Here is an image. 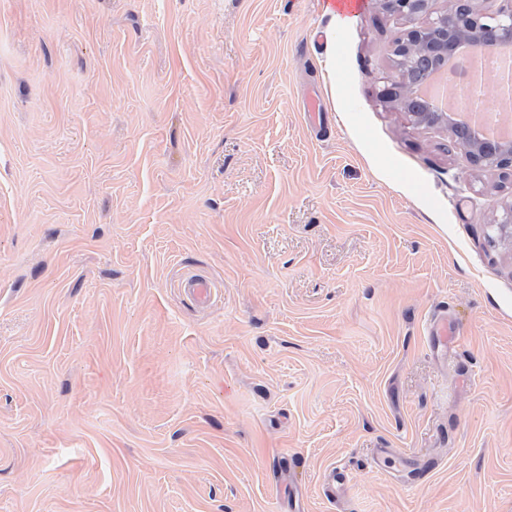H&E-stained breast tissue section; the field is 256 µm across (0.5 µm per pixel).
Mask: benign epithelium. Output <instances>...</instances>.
I'll return each mask as SVG.
<instances>
[{"label": "benign epithelium", "instance_id": "7a95c632", "mask_svg": "<svg viewBox=\"0 0 512 512\" xmlns=\"http://www.w3.org/2000/svg\"><path fill=\"white\" fill-rule=\"evenodd\" d=\"M389 14L408 20L430 14L431 0H375ZM448 11L439 13L423 24L412 26L392 44L397 75L382 90V97L411 114L418 126L444 127L452 140L464 152L469 164L487 170L512 168V139L499 141L470 129L478 125L477 117L484 112L486 99L504 101L512 98V64L497 71L490 82L482 74L488 62L486 51L497 43L512 44V0L488 13L480 0H448ZM470 50L465 58L471 82L477 90L476 103L464 105L461 111L471 113L463 122L433 100H424L412 108L419 82L414 67L426 64L437 71L448 66V60L458 56L462 48Z\"/></svg>", "mask_w": 512, "mask_h": 512}]
</instances>
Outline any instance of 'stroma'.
Returning <instances> with one entry per match:
<instances>
[{
  "label": "stroma",
  "instance_id": "stroma-1",
  "mask_svg": "<svg viewBox=\"0 0 512 512\" xmlns=\"http://www.w3.org/2000/svg\"><path fill=\"white\" fill-rule=\"evenodd\" d=\"M405 26L0 0V512H512V175L381 101ZM184 290L199 307L208 306L214 297V283L204 277L190 276L185 280ZM456 332L448 326V315L446 311L441 310L435 313L430 321L428 328V336H431L433 342L442 350H448V341L451 342Z\"/></svg>",
  "mask_w": 512,
  "mask_h": 512
}]
</instances>
